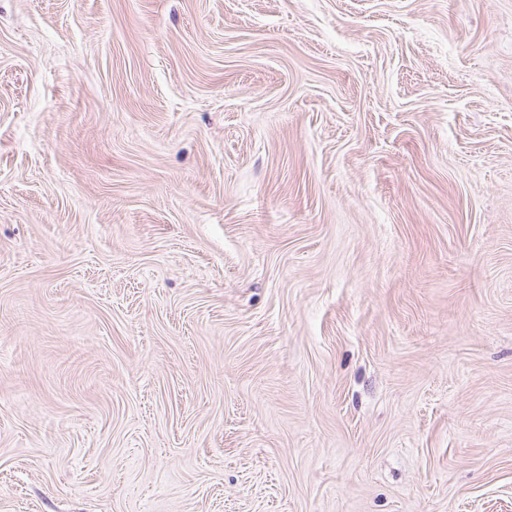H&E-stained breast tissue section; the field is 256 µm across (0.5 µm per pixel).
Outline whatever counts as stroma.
I'll return each instance as SVG.
<instances>
[{"instance_id":"stroma-1","label":"stroma","mask_w":512,"mask_h":512,"mask_svg":"<svg viewBox=\"0 0 512 512\" xmlns=\"http://www.w3.org/2000/svg\"><path fill=\"white\" fill-rule=\"evenodd\" d=\"M0 512H512V0H0Z\"/></svg>"}]
</instances>
